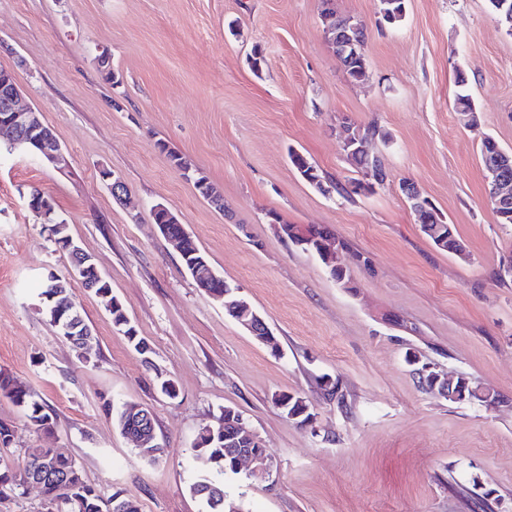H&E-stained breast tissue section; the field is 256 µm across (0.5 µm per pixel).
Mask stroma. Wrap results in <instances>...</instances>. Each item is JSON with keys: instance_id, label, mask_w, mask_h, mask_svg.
<instances>
[{"instance_id": "obj_1", "label": "stroma", "mask_w": 512, "mask_h": 512, "mask_svg": "<svg viewBox=\"0 0 512 512\" xmlns=\"http://www.w3.org/2000/svg\"><path fill=\"white\" fill-rule=\"evenodd\" d=\"M366 26L367 76L354 82L328 43L322 0H0V69L57 135L56 170L0 138V370L57 413L52 437L15 424L10 455L61 448L109 497L141 512H207L190 485L212 467L192 446L222 408L264 442L272 480L223 475L246 512H512V224L488 201L486 133L512 152V37L487 0H407L398 26L379 0H335ZM109 51L112 88L96 58ZM261 52V71L250 65ZM466 74L478 130L453 110ZM120 107H113V100ZM383 134L390 180L348 201L292 167L304 153L326 181L352 177L339 117ZM168 152H161L159 143ZM186 155L224 196L199 197L171 164ZM123 181L125 200L112 195ZM417 184L454 225L471 258L439 250L399 189ZM39 187L154 350L152 367L114 328L101 298L72 282L95 339L88 359L52 327L39 296L66 258L27 207ZM168 207L213 269L265 319L270 348L196 287L153 222ZM322 225L343 241L350 287L321 259L275 234L271 214ZM494 389L499 402H452L424 391L406 352ZM175 380L170 399L158 375ZM337 383L344 404L320 378ZM311 404L290 420L278 395ZM150 408L166 454L152 463L121 435L103 399ZM479 482V493L459 487Z\"/></svg>"}]
</instances>
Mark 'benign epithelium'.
I'll return each instance as SVG.
<instances>
[{"label":"benign epithelium","mask_w":512,"mask_h":512,"mask_svg":"<svg viewBox=\"0 0 512 512\" xmlns=\"http://www.w3.org/2000/svg\"><path fill=\"white\" fill-rule=\"evenodd\" d=\"M7 136L11 146L19 148L25 153L48 163L58 170L68 167V160L62 150L61 144L53 130L45 125L40 118V111L21 103V91L13 73L9 70L0 72V135ZM339 142L346 153L352 154L363 149L370 150L368 143L363 140L361 131L357 125L342 121L339 125ZM512 157L499 147H492V152L486 154V162L491 175L489 196L492 205L500 213L508 216L512 214ZM363 178L350 186V189L361 192L375 190L381 184V180L388 177L386 161L383 157L375 156L373 167L362 171ZM401 191L416 202L413 213L420 227L436 239L439 246H448L450 253L467 259L469 254L465 246L457 240L446 239L441 235V227L431 223L429 217L432 203L422 197V194L413 183L404 182L400 185ZM157 211L161 215V223L158 227L163 230L165 238L177 245L181 244L184 236L173 233V225L179 220L171 210L160 206ZM301 245L311 249L312 253L325 260L330 269L345 267L344 253L346 248L336 237L323 232ZM70 255L74 258L71 274L81 279L92 270L96 279L85 282L86 288L91 290L104 281L93 258L83 254L73 239L62 242ZM191 272L198 281L202 290L207 295L224 301V308L231 314L236 322L259 341L272 347L278 346L273 332L261 315L252 307L249 301L241 295V289L232 287L227 283H220L206 262L202 259L191 263ZM415 375L421 382H428L433 389L442 396L456 400L460 397L455 387L456 378L440 371L434 365H424L414 369ZM236 430L251 439L253 448H233L232 458L235 459L237 468L248 466L247 473L256 475L262 479L273 476V462L268 457L265 445L254 432L246 428L243 417H238Z\"/></svg>","instance_id":"7a95c632"}]
</instances>
